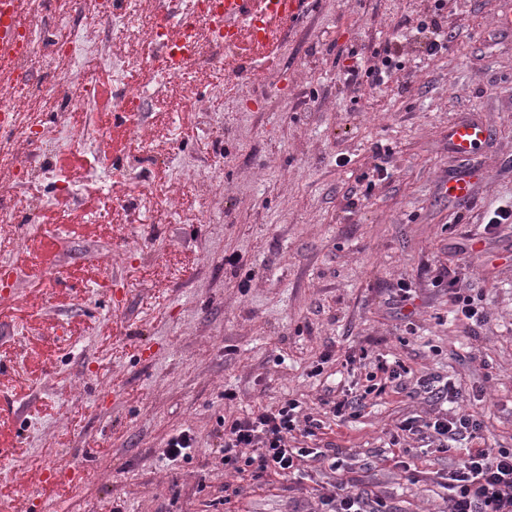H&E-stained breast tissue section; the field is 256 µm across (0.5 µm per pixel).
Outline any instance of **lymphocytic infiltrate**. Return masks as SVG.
I'll return each mask as SVG.
<instances>
[{"label":"lymphocytic infiltrate","instance_id":"1","mask_svg":"<svg viewBox=\"0 0 512 512\" xmlns=\"http://www.w3.org/2000/svg\"><path fill=\"white\" fill-rule=\"evenodd\" d=\"M370 383L363 393L330 401L335 416H356L368 397H380L388 387L400 384L399 365L376 358ZM318 419L302 413L300 404L287 399L277 405L255 404L243 416L224 421L219 451L225 467L250 473L252 478L275 475L288 477L298 460L310 454L306 448H292L288 438L298 429L313 433ZM400 430L425 429L428 439L439 451H447L449 440L476 438L481 422L468 410L436 416L424 424L415 419L400 423ZM449 512H512V448L468 449L457 467L448 473ZM319 512H387L382 500H370L352 493L345 482L317 493Z\"/></svg>","mask_w":512,"mask_h":512}]
</instances>
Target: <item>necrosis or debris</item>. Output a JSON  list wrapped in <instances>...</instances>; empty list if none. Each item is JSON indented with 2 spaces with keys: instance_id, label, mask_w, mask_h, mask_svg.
Wrapping results in <instances>:
<instances>
[{
  "instance_id": "obj_1",
  "label": "necrosis or debris",
  "mask_w": 512,
  "mask_h": 512,
  "mask_svg": "<svg viewBox=\"0 0 512 512\" xmlns=\"http://www.w3.org/2000/svg\"><path fill=\"white\" fill-rule=\"evenodd\" d=\"M254 15L245 21L228 20L229 0H167L177 29L169 38L159 12H143L139 0H94L100 29L108 33L137 34L140 38L141 80L127 81L125 68L114 65L118 107L137 123L154 99V88L164 82L185 80L195 66L218 60L215 87L224 79L239 78L237 61L244 51H258L272 36L277 19L272 0H256ZM78 14L48 20L42 27L20 26L10 54H0V174L8 189L49 175L45 151L54 139L46 113L82 115L94 93L79 61L104 52L106 40L87 44L80 36ZM34 146L27 161H20L21 144Z\"/></svg>"
}]
</instances>
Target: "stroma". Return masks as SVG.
Returning a JSON list of instances; mask_svg holds the SVG:
<instances>
[{
    "label": "stroma",
    "mask_w": 512,
    "mask_h": 512,
    "mask_svg": "<svg viewBox=\"0 0 512 512\" xmlns=\"http://www.w3.org/2000/svg\"><path fill=\"white\" fill-rule=\"evenodd\" d=\"M504 2L445 0L453 38L430 56L420 22L434 0H310L259 79L227 95L194 81L209 106L193 115L199 138L168 129L163 151L169 196L196 202L189 223L112 221L147 194L153 112L142 118L145 150L115 158L101 153L113 124L84 143L49 115L62 130L57 156L78 157L100 189L97 207L79 191L70 204L99 219L0 223V306L15 310L0 318V484L13 490L0 512H309L315 490L340 479L390 512H448L445 477L466 448H512V223L471 243L512 206ZM388 42L401 67L387 81L345 78ZM468 120L488 136L462 156L448 131ZM116 160L127 179L115 186ZM379 164L388 179L352 196ZM463 173L465 203L445 192ZM456 281L486 322L457 319ZM364 352L401 361L403 387L359 416L325 414L316 436L297 438L324 456L285 479L225 470L223 420L259 400L316 410L364 388L366 368L344 363ZM423 379L459 387L460 407L482 421L478 439L441 453L396 438L399 421L434 408ZM45 403L52 415L39 414ZM185 427L196 452L166 463L169 435Z\"/></svg>",
    "instance_id": "1"
}]
</instances>
